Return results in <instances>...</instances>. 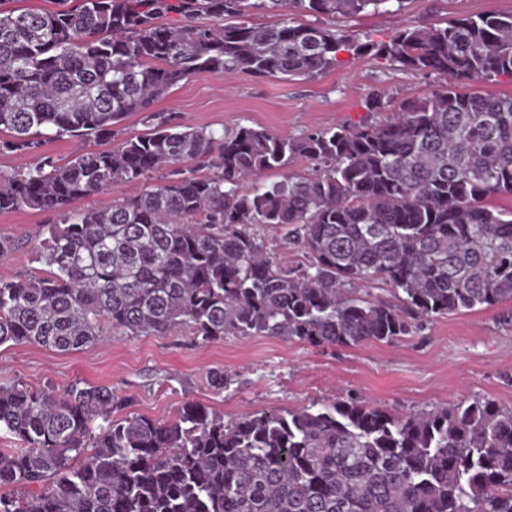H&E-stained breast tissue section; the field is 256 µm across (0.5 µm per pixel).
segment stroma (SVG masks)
Segmentation results:
<instances>
[{
    "instance_id": "stroma-1",
    "label": "stroma",
    "mask_w": 512,
    "mask_h": 512,
    "mask_svg": "<svg viewBox=\"0 0 512 512\" xmlns=\"http://www.w3.org/2000/svg\"><path fill=\"white\" fill-rule=\"evenodd\" d=\"M512 14V0H407L395 13H363L336 25L384 39L407 25H434L462 15ZM445 77L385 66L371 55H340L336 67L311 78H260L242 72L185 79L155 108L178 113L189 126L231 130L262 127L297 136L329 126L391 118L404 99L444 89ZM383 105L370 106L373 95ZM29 209L0 214V236L19 246L0 260V274L34 268L28 247L47 223ZM499 308L434 319L396 341L311 347L272 336H228L209 345L191 337L112 336L72 353L34 344L0 346V384L21 382L63 390L75 380L111 387L128 397V413L157 421L176 417L189 402L234 418L298 408L314 401L361 397L395 413L428 409L467 397L512 408V330ZM238 374L227 391L214 389L210 371Z\"/></svg>"
}]
</instances>
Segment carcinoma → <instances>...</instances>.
I'll list each match as a JSON object with an SVG mask.
<instances>
[{
  "mask_svg": "<svg viewBox=\"0 0 512 512\" xmlns=\"http://www.w3.org/2000/svg\"><path fill=\"white\" fill-rule=\"evenodd\" d=\"M405 0H0V213L44 212L42 268L0 276V346L60 352L114 336L199 344L277 336L313 347L393 342L438 317L512 303V15L405 26L387 40L328 25ZM256 12L322 23L260 26ZM177 14L182 22L163 19ZM439 74L442 91L381 123L229 133L154 105L193 76L314 78L339 54ZM152 132L61 163L57 137ZM8 131L9 135L1 136ZM301 157L311 172L288 165ZM279 171L281 180L261 183ZM144 192L76 209L120 183ZM302 259H281V247ZM378 282L390 298L361 293ZM81 380L0 385V512H512V409L459 399L395 414L363 398L236 418H176Z\"/></svg>",
  "mask_w": 512,
  "mask_h": 512,
  "instance_id": "obj_1",
  "label": "carcinoma"
}]
</instances>
